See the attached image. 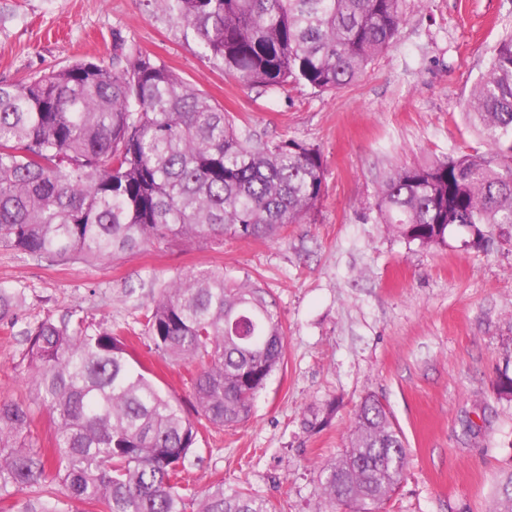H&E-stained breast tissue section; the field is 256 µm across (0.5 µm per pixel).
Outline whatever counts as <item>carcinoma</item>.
<instances>
[{
    "label": "carcinoma",
    "mask_w": 512,
    "mask_h": 512,
    "mask_svg": "<svg viewBox=\"0 0 512 512\" xmlns=\"http://www.w3.org/2000/svg\"><path fill=\"white\" fill-rule=\"evenodd\" d=\"M199 41L208 59L267 90L333 92L393 45L403 0H147ZM489 152L405 165L380 185L376 223L422 247L448 226L512 227V33L492 49L466 105ZM319 148L259 144L201 90L147 55L124 66L77 61L0 82V246L58 262H98L155 242L270 237L303 224L324 192ZM25 301L0 286V322ZM149 352L186 369L195 416L163 392L119 327L72 314L26 331L35 399L54 422L53 448L30 413L0 403V503L25 512H276L247 489L186 479L199 425L249 419L284 358L273 304L212 269L158 289L143 317ZM406 441L375 396L358 406L351 446L321 467L316 512H373L395 490ZM493 512H512V474Z\"/></svg>",
    "instance_id": "cac0c4a2"
}]
</instances>
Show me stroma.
<instances>
[{
    "label": "stroma",
    "instance_id": "stroma-1",
    "mask_svg": "<svg viewBox=\"0 0 512 512\" xmlns=\"http://www.w3.org/2000/svg\"><path fill=\"white\" fill-rule=\"evenodd\" d=\"M393 46L333 93L262 90L204 58L199 42L146 0H0V81L77 61L143 53L204 91L254 140L295 139L325 158L324 194L303 224L250 240L155 243L101 262L36 260L0 246V283L23 289L21 321L0 325V403L31 409L50 447L54 426L30 394L25 332L78 314L91 327L139 329L158 288L220 266L262 288L285 331L280 369L250 418L203 432L190 475L222 477L278 512H315L320 468L349 445L368 395L408 445L379 512H492L512 472V229L490 249L467 228L444 246L399 238L371 210L402 165L487 152L465 104L491 49L512 32V0H404Z\"/></svg>",
    "mask_w": 512,
    "mask_h": 512
}]
</instances>
